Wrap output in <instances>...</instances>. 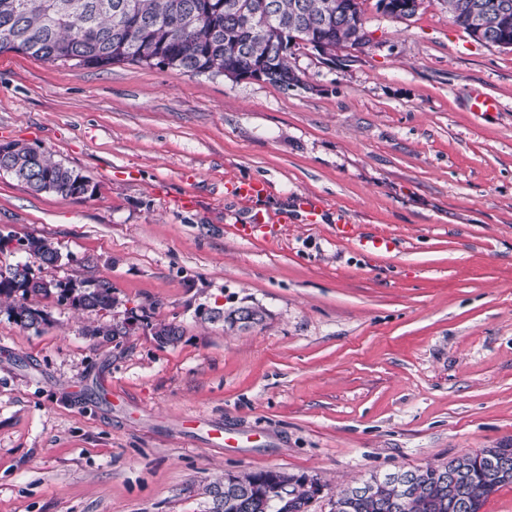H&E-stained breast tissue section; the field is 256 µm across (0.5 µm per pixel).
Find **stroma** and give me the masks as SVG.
Segmentation results:
<instances>
[{
  "label": "stroma",
  "mask_w": 512,
  "mask_h": 512,
  "mask_svg": "<svg viewBox=\"0 0 512 512\" xmlns=\"http://www.w3.org/2000/svg\"><path fill=\"white\" fill-rule=\"evenodd\" d=\"M376 3L366 51L292 47L286 90L0 53V142L94 188L0 171V235L50 239L63 259L36 276L105 277L118 299H39L29 329L0 312V512H211L225 473L260 470L317 477L308 512H333L370 475L512 446V50L439 0L407 21ZM241 179L268 191L227 194ZM259 212L288 222L233 233ZM340 217L394 251L336 241ZM250 304L267 312L253 329L208 318ZM101 321L129 331L89 335ZM0 171L12 174L35 192L51 190L65 196L81 197L91 188L87 177L21 142L0 144ZM228 193L238 200L251 202L266 193V186L258 180H239L226 185Z\"/></svg>",
  "instance_id": "obj_1"
}]
</instances>
